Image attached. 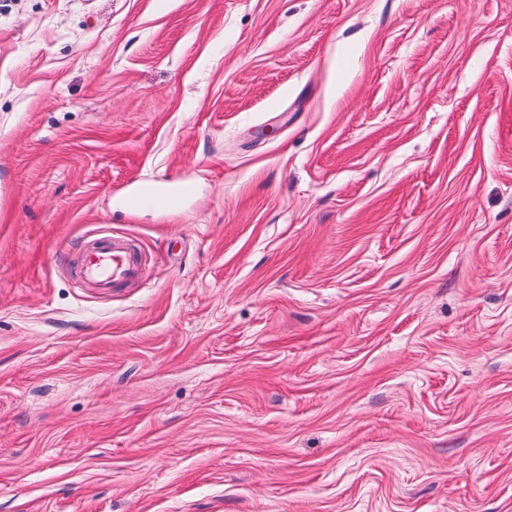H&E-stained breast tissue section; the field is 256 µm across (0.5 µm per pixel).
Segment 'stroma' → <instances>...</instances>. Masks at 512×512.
I'll list each match as a JSON object with an SVG mask.
<instances>
[{"label":"stroma","instance_id":"stroma-1","mask_svg":"<svg viewBox=\"0 0 512 512\" xmlns=\"http://www.w3.org/2000/svg\"><path fill=\"white\" fill-rule=\"evenodd\" d=\"M0 512H512V0H0ZM175 192L171 188H156L150 191L139 189L127 195L123 204L128 211H136L147 204H154L159 199L172 195ZM138 274L137 254L111 238L93 239L82 249L77 280L101 291L134 279Z\"/></svg>","mask_w":512,"mask_h":512}]
</instances>
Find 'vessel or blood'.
I'll return each mask as SVG.
<instances>
[{"label":"vessel or blood","mask_w":512,"mask_h":512,"mask_svg":"<svg viewBox=\"0 0 512 512\" xmlns=\"http://www.w3.org/2000/svg\"><path fill=\"white\" fill-rule=\"evenodd\" d=\"M170 194L171 191L167 188H156L150 191L140 189L127 195L123 204L127 210L136 211ZM137 274L136 253L126 245L109 238L89 241L81 252L77 267L78 282L101 291L132 280Z\"/></svg>","instance_id":"vessel-or-blood-1"}]
</instances>
